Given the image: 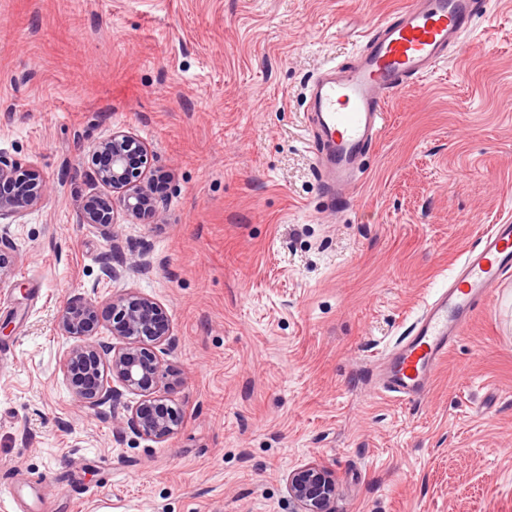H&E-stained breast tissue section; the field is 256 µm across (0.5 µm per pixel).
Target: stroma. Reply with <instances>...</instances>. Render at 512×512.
<instances>
[{"instance_id": "stroma-1", "label": "stroma", "mask_w": 512, "mask_h": 512, "mask_svg": "<svg viewBox=\"0 0 512 512\" xmlns=\"http://www.w3.org/2000/svg\"><path fill=\"white\" fill-rule=\"evenodd\" d=\"M410 0H0V157L38 167L0 281V512H294L289 472L336 478L335 512H512V281L429 393L372 389L381 354L492 225L512 222V0L390 99L340 209L312 165L305 94ZM140 139L161 218L81 220L90 152ZM151 271L105 280L114 250ZM134 289L168 312L183 411L155 442L138 401L71 392L73 299Z\"/></svg>"}]
</instances>
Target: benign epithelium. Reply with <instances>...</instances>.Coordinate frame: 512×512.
Returning <instances> with one entry per match:
<instances>
[{"mask_svg": "<svg viewBox=\"0 0 512 512\" xmlns=\"http://www.w3.org/2000/svg\"><path fill=\"white\" fill-rule=\"evenodd\" d=\"M93 179L109 189L92 195L83 207V222L109 228L120 216L137 220L160 215L162 196L146 180L149 156L136 137L122 132L98 142L92 153ZM45 180L36 168L18 167L0 158V220L16 219L37 206L44 196ZM122 269L143 274L150 270L148 251L119 255ZM109 316L91 300L68 302L57 317L61 335L71 341L62 369L78 401L90 409L119 401L133 393L140 400L120 423L141 436L162 442L183 422L182 411L161 393L166 371L154 348L171 345V322L154 299L135 291L112 297ZM107 326L114 342L99 337ZM288 493L296 512H334L336 480L319 465L288 474Z\"/></svg>", "mask_w": 512, "mask_h": 512, "instance_id": "1", "label": "benign epithelium"}]
</instances>
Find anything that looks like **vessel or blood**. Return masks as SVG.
Returning <instances> with one entry per match:
<instances>
[{
	"label": "vessel or blood",
	"instance_id": "1",
	"mask_svg": "<svg viewBox=\"0 0 512 512\" xmlns=\"http://www.w3.org/2000/svg\"><path fill=\"white\" fill-rule=\"evenodd\" d=\"M485 9L486 0H412L374 28L351 65L324 69L311 80L306 112L315 171L332 198L348 200L361 182L363 161L384 128L387 98L462 49ZM511 278L512 223L496 224L380 363L379 393L407 403L423 398L474 313Z\"/></svg>",
	"mask_w": 512,
	"mask_h": 512
}]
</instances>
